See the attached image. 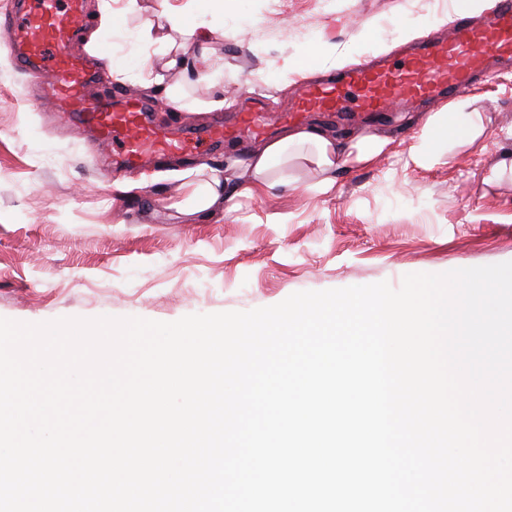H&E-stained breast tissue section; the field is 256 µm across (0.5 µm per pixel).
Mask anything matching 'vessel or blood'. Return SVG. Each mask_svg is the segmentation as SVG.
<instances>
[{
  "label": "vessel or blood",
  "mask_w": 512,
  "mask_h": 512,
  "mask_svg": "<svg viewBox=\"0 0 512 512\" xmlns=\"http://www.w3.org/2000/svg\"><path fill=\"white\" fill-rule=\"evenodd\" d=\"M5 22L13 33L10 54L20 67L38 74L40 93L54 101L58 121L93 129L96 146L112 156L114 171L185 149V142L152 126L145 101L119 93L105 100L84 96V87L100 77L110 50L102 48L94 59L73 53L72 44L85 24L83 0H14ZM490 56L512 57V0H491L480 24L458 17L445 39L424 41L397 62L373 65L362 60L337 72L330 82L307 83L280 119L291 123L308 112H392L418 99L453 96L470 86ZM266 124V115L250 112L236 129L215 126L195 131L194 137L199 143L218 144L260 133Z\"/></svg>",
  "instance_id": "1"
}]
</instances>
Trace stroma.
<instances>
[{
  "label": "stroma",
  "mask_w": 512,
  "mask_h": 512,
  "mask_svg": "<svg viewBox=\"0 0 512 512\" xmlns=\"http://www.w3.org/2000/svg\"><path fill=\"white\" fill-rule=\"evenodd\" d=\"M99 0H84L86 25L77 51L112 46L113 66L89 95L120 92L150 102L152 123L176 136L234 122L253 103L283 110L301 75L282 65L325 40L347 52V64L444 35L457 0H167L169 11L218 33L209 56L223 65L214 83L202 67L148 83L145 64L164 54L145 28L156 0H112L113 22L101 24ZM367 39H359L361 30ZM0 26V318L43 323L59 318L140 317L173 322L189 314L248 311L299 291L381 281L400 288L410 273L512 261V178L492 172L512 151V67H493L466 96L476 98L485 131L474 143L441 148L412 163L417 119L445 105L439 97L378 122L321 118L336 134L364 128L388 137L386 151L335 173L329 192L305 190L309 172L295 169L271 190L230 195L223 209L185 221L173 209L199 162L221 167L249 143L203 144L175 158L173 173L156 164L113 175L93 165L92 136L68 132L51 100L31 101L33 77L9 53ZM223 100V108L206 105Z\"/></svg>",
  "instance_id": "stroma-1"
}]
</instances>
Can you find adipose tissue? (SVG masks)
I'll return each mask as SVG.
<instances>
[{
  "instance_id": "obj_1",
  "label": "adipose tissue",
  "mask_w": 512,
  "mask_h": 512,
  "mask_svg": "<svg viewBox=\"0 0 512 512\" xmlns=\"http://www.w3.org/2000/svg\"><path fill=\"white\" fill-rule=\"evenodd\" d=\"M470 100H459L429 112L419 119L418 144L410 152L415 164L431 161L439 145L451 142H472L484 130L480 112L471 110ZM346 147L327 129L312 125L288 130L281 138L253 149L247 158L231 161L225 168L200 165L195 180L185 186L175 210L186 217L213 211L224 206V191L235 184L241 192L255 188H273L284 179L282 171L292 161H304L313 167L315 189L328 192L334 185V173L339 166L342 149Z\"/></svg>"
}]
</instances>
